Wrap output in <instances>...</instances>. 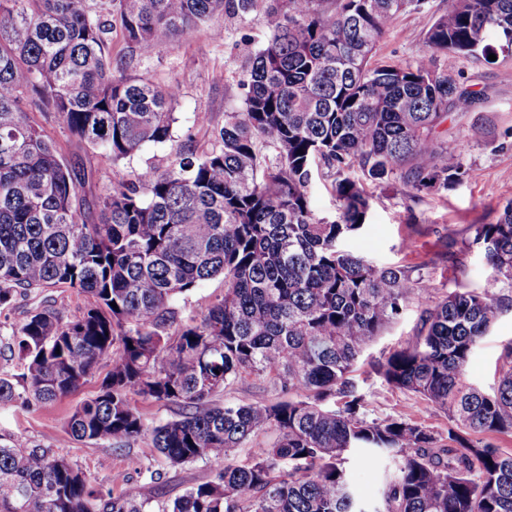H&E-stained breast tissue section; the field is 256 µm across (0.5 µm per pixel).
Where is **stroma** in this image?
I'll list each match as a JSON object with an SVG mask.
<instances>
[{
	"instance_id": "obj_1",
	"label": "stroma",
	"mask_w": 512,
	"mask_h": 512,
	"mask_svg": "<svg viewBox=\"0 0 512 512\" xmlns=\"http://www.w3.org/2000/svg\"><path fill=\"white\" fill-rule=\"evenodd\" d=\"M262 10L234 18L222 15L202 24L190 38L178 39L143 53L128 47L120 28L109 35L112 53L123 57L131 77L159 85L174 84L179 95L173 105L177 121L172 139L148 143L130 164L112 167L103 163L97 150L76 142L55 125H46L62 156L88 175L79 195L98 200L112 186L126 179L130 169L147 165L165 169L176 150L186 147L204 153L213 134L224 125L226 113L243 108L242 85L249 78V60L265 38ZM423 48V22L418 14L397 17L377 46L380 60H408ZM441 68L464 72L480 99L474 111L451 115L448 137L461 140L467 174L451 189L435 188L412 200L409 190L393 180L369 186L370 209L363 226L345 239L344 245L358 256L380 265L412 268L424 278L432 300L444 298L454 288L456 276L442 260L448 238L458 242V259L465 266L464 282L473 288L491 286L493 272L483 249L471 242L470 225L495 221L512 200V82L504 81L497 66L452 56L440 58ZM421 306L411 301L359 359L355 378L365 398L369 418L403 416L447 436V415L415 394L389 387L378 372L388 352L407 343L417 332ZM512 346V305L505 307L486 336L474 349L466 373L468 384L490 392L502 374L512 367L505 352ZM108 371L99 363L92 377L77 391L45 405H27L17 400L0 406V437L17 445H41L76 463L97 485L121 492L127 483L140 486L149 512H163L175 497L193 485L213 479L223 463L199 459L170 467L151 453L146 442L120 452L107 442L69 439L64 423L74 407L96 395ZM276 373L245 375L217 397L218 403L266 404L288 400ZM163 472L161 483L149 480V471Z\"/></svg>"
}]
</instances>
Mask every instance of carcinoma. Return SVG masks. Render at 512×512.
Returning <instances> with one entry per match:
<instances>
[{"label": "carcinoma", "mask_w": 512, "mask_h": 512, "mask_svg": "<svg viewBox=\"0 0 512 512\" xmlns=\"http://www.w3.org/2000/svg\"><path fill=\"white\" fill-rule=\"evenodd\" d=\"M92 2L0 0V309L61 285L87 298L72 315L47 295L0 333L20 369L0 375V404L55 402L105 360L97 395L66 420L73 440L123 450L146 439L177 466L223 460L276 432L248 463L224 466L162 512H512V453L478 438L512 433V369L492 395L464 381L506 295L458 282L434 302L423 278L340 247L367 217L366 184L397 179L417 198L464 180L463 143L436 130L479 96L436 59L488 64L494 54L511 81L512 0H448L420 53L377 64L396 18L426 12L428 0H265L266 40L243 110L225 113L215 146L200 157L179 151L162 171L134 170L91 207L78 196L81 171L22 104L116 166L171 139L178 96L174 84L126 73ZM256 2L109 0L112 22L144 52ZM319 165L334 176L336 219L310 208ZM470 230L496 284L512 289V201ZM219 274L223 297L183 319L174 300ZM415 298L419 332L379 373L448 415L446 444L409 418H368L352 377ZM268 372L298 399L212 403L242 375ZM135 396L174 404L178 417L152 426ZM352 449L394 461L371 511L345 467ZM0 512L148 510L137 485L115 495L49 448L0 438Z\"/></svg>", "instance_id": "cac0c4a2"}]
</instances>
